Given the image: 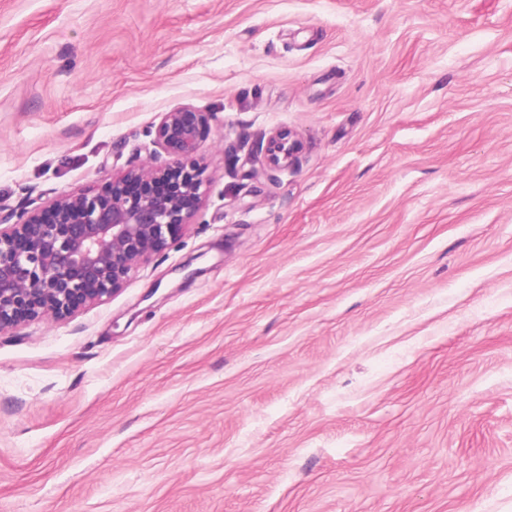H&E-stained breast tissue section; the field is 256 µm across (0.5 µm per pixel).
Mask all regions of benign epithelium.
Here are the masks:
<instances>
[{
    "mask_svg": "<svg viewBox=\"0 0 512 512\" xmlns=\"http://www.w3.org/2000/svg\"><path fill=\"white\" fill-rule=\"evenodd\" d=\"M210 120L192 105L165 113L154 144L171 165L130 168L102 190L26 207L0 226V333L111 298L169 247L202 201L196 157ZM297 150L289 131L276 130L267 161L286 168Z\"/></svg>",
    "mask_w": 512,
    "mask_h": 512,
    "instance_id": "1",
    "label": "benign epithelium"
}]
</instances>
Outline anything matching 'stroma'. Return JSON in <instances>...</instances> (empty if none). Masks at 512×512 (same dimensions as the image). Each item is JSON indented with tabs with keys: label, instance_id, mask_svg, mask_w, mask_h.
I'll return each instance as SVG.
<instances>
[{
	"label": "stroma",
	"instance_id": "stroma-1",
	"mask_svg": "<svg viewBox=\"0 0 512 512\" xmlns=\"http://www.w3.org/2000/svg\"><path fill=\"white\" fill-rule=\"evenodd\" d=\"M186 104L176 242L0 333V512H512V0H0V218ZM298 150V142L288 130H276L269 137L267 161L274 167L287 168Z\"/></svg>",
	"mask_w": 512,
	"mask_h": 512
}]
</instances>
